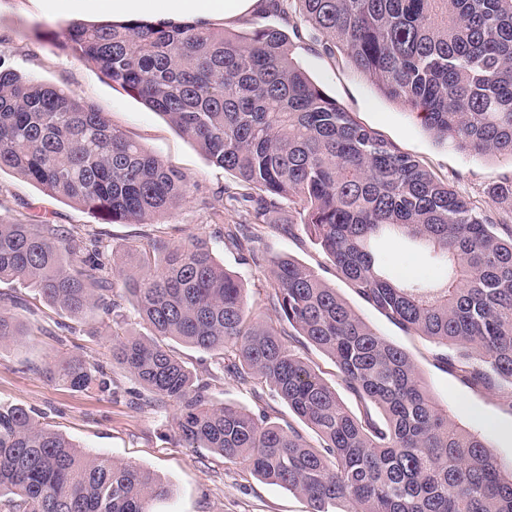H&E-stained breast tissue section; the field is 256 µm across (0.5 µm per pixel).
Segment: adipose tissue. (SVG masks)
Returning a JSON list of instances; mask_svg holds the SVG:
<instances>
[{"label": "adipose tissue", "mask_w": 512, "mask_h": 512, "mask_svg": "<svg viewBox=\"0 0 512 512\" xmlns=\"http://www.w3.org/2000/svg\"><path fill=\"white\" fill-rule=\"evenodd\" d=\"M104 9L117 14L153 12L156 20L170 21L175 15L189 14L206 18L215 14L234 19L262 9V0H104Z\"/></svg>", "instance_id": "ef3b65f1"}]
</instances>
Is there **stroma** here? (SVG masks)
I'll return each instance as SVG.
<instances>
[{"label":"stroma","instance_id":"35a3bbf8","mask_svg":"<svg viewBox=\"0 0 512 512\" xmlns=\"http://www.w3.org/2000/svg\"><path fill=\"white\" fill-rule=\"evenodd\" d=\"M102 15L90 0L75 9L60 0H0V65L61 88L105 113L115 129L182 172L191 198L154 225L104 224L86 210L4 170L0 172V220L30 218L58 224L86 238H102L108 250L119 253L145 243L157 227L176 242L206 240L218 262L242 279L253 315L273 319L268 271L242 263L234 250L224 246L212 218L213 211L220 210L225 223L232 224L244 211V203L227 201L222 194L224 186L233 183V176L211 165L192 141L161 116L113 86L94 63L37 38L38 32L61 29L68 21H93ZM210 24L242 35L262 26L282 29L293 45L295 59L359 123L414 156L497 223L512 220L488 194L492 184L512 178V159L473 156L437 143L409 109L387 98L340 52L327 51L324 37L293 12L275 16L260 11L233 21L214 17ZM258 246L313 268L376 333L409 355L431 395L447 406L449 418L481 434L502 470L512 469L511 385L486 389L465 380L446 363L447 358L456 357V348L407 332L365 303L337 276L304 230L288 237L266 229ZM0 293L24 299L17 314L28 328L23 342L0 346L1 404L24 407L35 420L63 433L83 452L151 470L171 490L167 499L155 503L156 512H308L305 498L261 480L246 465L227 462L207 448L184 447L172 438L174 409L138 405L141 388L129 375L118 374V388L113 392L95 386L75 392L47 380L45 365L74 357L111 370V317L77 320L57 314L37 289L16 282H1Z\"/></svg>","mask_w":512,"mask_h":512}]
</instances>
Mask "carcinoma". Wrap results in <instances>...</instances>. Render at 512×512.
<instances>
[{"instance_id":"obj_1","label":"carcinoma","mask_w":512,"mask_h":512,"mask_svg":"<svg viewBox=\"0 0 512 512\" xmlns=\"http://www.w3.org/2000/svg\"><path fill=\"white\" fill-rule=\"evenodd\" d=\"M388 98L417 112L440 143L512 160V0H291ZM45 37L93 61L128 96L164 117L251 201L224 225L243 263L270 269L277 320L250 315L245 288L198 239L162 235L140 250L142 272L105 257L102 240L57 224L0 222V282L23 281L75 319L120 325L121 288L152 337L112 332V366L175 407L174 437L246 463L303 496L310 512H512L503 473L479 434L448 417L401 348L374 332L312 269L256 247L288 200L304 231L357 295L391 322L464 349L471 383L512 384V225L360 124L294 61L287 35L239 36L195 19L71 22ZM9 169L105 224H150L189 198L185 177L53 85L0 68V171ZM512 215V179L491 188ZM275 229L295 235L296 224ZM394 239L446 268L405 276L384 261ZM0 296V345L26 328ZM301 336L335 363L358 403L293 348ZM165 339L209 354L250 390L263 384L303 427L275 410L217 404ZM74 391L112 379L73 359L44 369ZM169 494L150 470L77 449L19 406L0 404V512H152Z\"/></svg>"}]
</instances>
